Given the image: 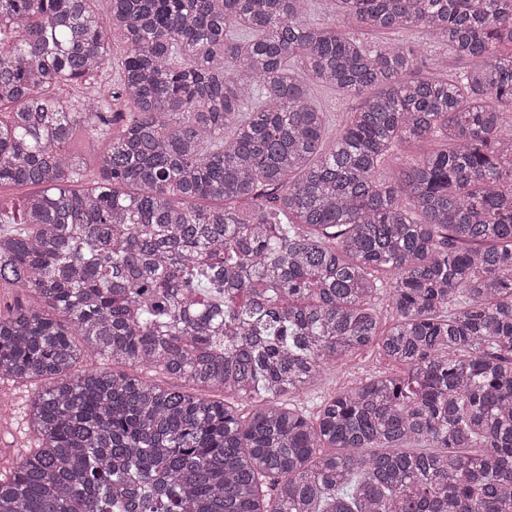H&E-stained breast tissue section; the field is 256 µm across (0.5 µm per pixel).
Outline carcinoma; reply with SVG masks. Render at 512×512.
<instances>
[{"mask_svg":"<svg viewBox=\"0 0 512 512\" xmlns=\"http://www.w3.org/2000/svg\"><path fill=\"white\" fill-rule=\"evenodd\" d=\"M92 2L0 0V187L39 188L0 209V383L39 384L0 512H512V0ZM312 84L361 99L329 149ZM369 347L398 371L299 408ZM358 37L366 45L380 46L389 43H403L413 47L418 56L417 69L423 74L437 73V66L445 60L447 51L442 49L438 40L432 34L419 29L401 32L399 34H382L367 30H358Z\"/></svg>","mask_w":512,"mask_h":512,"instance_id":"carcinoma-1","label":"carcinoma"}]
</instances>
